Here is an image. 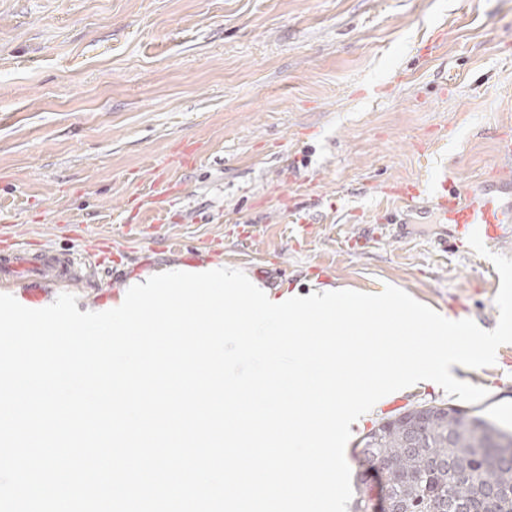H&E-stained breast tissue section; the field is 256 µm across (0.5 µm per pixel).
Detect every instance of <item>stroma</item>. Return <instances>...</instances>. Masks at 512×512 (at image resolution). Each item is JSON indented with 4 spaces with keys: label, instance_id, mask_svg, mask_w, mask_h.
<instances>
[{
    "label": "stroma",
    "instance_id": "35a3bbf8",
    "mask_svg": "<svg viewBox=\"0 0 512 512\" xmlns=\"http://www.w3.org/2000/svg\"><path fill=\"white\" fill-rule=\"evenodd\" d=\"M512 0H0V229L117 254L47 286L79 311L172 263H227L273 292L392 285L494 329L487 257L445 236L434 198L390 185L449 171L465 189L512 161ZM196 162L184 165L185 147ZM481 415L512 428V344L481 375ZM419 403L385 398L352 429Z\"/></svg>",
    "mask_w": 512,
    "mask_h": 512
}]
</instances>
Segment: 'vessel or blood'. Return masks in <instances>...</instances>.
<instances>
[{
    "mask_svg": "<svg viewBox=\"0 0 512 512\" xmlns=\"http://www.w3.org/2000/svg\"><path fill=\"white\" fill-rule=\"evenodd\" d=\"M438 221L464 232H479L484 245H493L512 236V181L496 178L458 190L450 174L436 182ZM80 258L44 245L37 249L19 246L13 234L0 237V284L10 285L27 278V300L31 307L41 301L40 285L77 277Z\"/></svg>",
    "mask_w": 512,
    "mask_h": 512,
    "instance_id": "obj_1",
    "label": "vessel or blood"
}]
</instances>
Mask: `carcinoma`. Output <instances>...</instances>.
Listing matches in <instances>:
<instances>
[{"label": "carcinoma", "instance_id": "1", "mask_svg": "<svg viewBox=\"0 0 512 512\" xmlns=\"http://www.w3.org/2000/svg\"><path fill=\"white\" fill-rule=\"evenodd\" d=\"M407 414L434 416L428 428L412 436L393 414L360 440L382 471L385 487L400 512H436L437 502L453 501L473 512H512V433L481 416L448 405L417 404Z\"/></svg>", "mask_w": 512, "mask_h": 512}]
</instances>
